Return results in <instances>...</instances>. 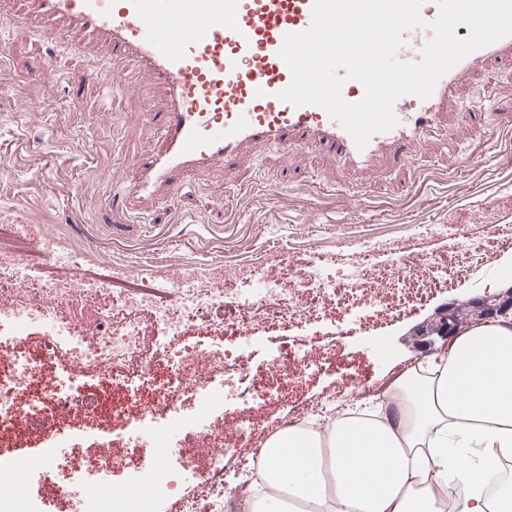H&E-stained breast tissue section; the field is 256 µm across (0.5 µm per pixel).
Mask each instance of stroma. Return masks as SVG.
Listing matches in <instances>:
<instances>
[{"mask_svg": "<svg viewBox=\"0 0 512 512\" xmlns=\"http://www.w3.org/2000/svg\"><path fill=\"white\" fill-rule=\"evenodd\" d=\"M31 10L27 0H0V222L27 225L35 239L53 232L132 273L148 264L170 278L191 261L221 267L235 280L271 258L288 263L297 280L321 255L345 275L355 262L350 244L395 243L405 235L410 247L402 258L380 257L377 274L391 275L400 260L417 268L436 258L454 274L445 287L409 294L399 313L392 300L374 302L365 325L351 314L340 321L320 311L302 323L257 327L245 343V372L223 376V403L202 408L197 390L186 389L176 425L161 410L144 426L123 421L109 434L80 415L30 436L0 424V461L10 466L0 485L24 488L41 512H68L66 498L44 479L46 469L61 465L79 475L110 448L117 451L113 487L153 467L170 470L179 490L158 510L179 512L180 497L200 491L210 468L207 456L185 449L199 425L237 432L238 451L251 455L267 437L260 416L287 417L351 382L389 385L421 357L413 326L512 287V65L463 85L446 132L424 137L401 163L349 172L324 151L252 147L234 175L218 165L188 176L175 199L118 202L133 161L157 146L146 124L149 113L163 111L164 91L130 65L123 88L105 97L87 78L90 69L110 65L100 45L75 32L43 44L37 25L18 19ZM483 99L493 108L473 121ZM32 100L48 111H29ZM446 224L480 241L485 259L468 263L443 232ZM310 350L316 362L294 371ZM245 379L258 395L249 410L236 396ZM147 426L166 430L172 452L147 446Z\"/></svg>", "mask_w": 512, "mask_h": 512, "instance_id": "obj_1", "label": "stroma"}]
</instances>
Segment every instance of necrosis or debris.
<instances>
[{
	"mask_svg": "<svg viewBox=\"0 0 512 512\" xmlns=\"http://www.w3.org/2000/svg\"><path fill=\"white\" fill-rule=\"evenodd\" d=\"M30 245L22 225L0 223V336L16 347L10 380L29 379L34 365L20 343L25 332L37 327L48 347H66L85 374L94 376L102 367L112 366L114 384L123 387L129 386L130 380L122 376V368L128 359H140L143 384L158 377L166 381L163 402L174 421L180 418V401L189 381L198 382L201 404L209 406L224 393L220 377L226 370L242 366L245 358L244 352H232L220 344L189 347L183 357H175V345L190 328L202 327L217 337L231 332L244 338L252 334L259 320L300 322L327 304L347 313L348 299L366 297L380 288L377 281L357 271L346 286H339L335 270L325 265L300 286L292 284L283 265L274 270L257 266L249 278L232 288L225 287L223 274L195 265L176 279L148 268L115 282L103 274L101 261L66 246L53 234H45L39 243L50 259L49 269L27 261ZM77 268L83 276L75 280L71 272ZM147 313L157 328L149 345L143 342L142 317ZM377 395V390L348 384L285 418L284 423H322L339 416L348 401ZM45 401L53 402L59 423L72 413L85 415L95 408L94 403L72 398L60 389L23 395L0 388V417L12 420L24 433L40 432L47 422L40 408ZM227 441L216 428L197 431L196 449L211 451L214 463L202 493L183 498L180 512H240V503L259 479L258 466L256 459L236 452L225 454ZM89 470L94 476L90 486L79 489L70 481L61 488L77 501V512H157L159 499L172 495L178 486L176 478L155 468L137 477L125 494L116 495L109 480L111 461H98ZM229 471L238 473L240 482L237 492L228 496L224 475Z\"/></svg>",
	"mask_w": 512,
	"mask_h": 512,
	"instance_id": "obj_1",
	"label": "necrosis or debris"
}]
</instances>
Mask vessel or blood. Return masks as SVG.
Returning a JSON list of instances; mask_svg holds the SVG:
<instances>
[{
    "label": "vessel or blood",
    "instance_id": "obj_1",
    "mask_svg": "<svg viewBox=\"0 0 512 512\" xmlns=\"http://www.w3.org/2000/svg\"><path fill=\"white\" fill-rule=\"evenodd\" d=\"M41 36L56 40V21L74 24L102 41L112 69L91 72L106 85L121 82L124 68H144L162 85L167 108L155 127L159 149L134 163L129 195L149 201L175 198L187 175L223 163L234 174L251 146L283 151L308 144L333 153L354 169L381 157L407 154L425 136L443 128L448 100L458 86L483 70L512 62V36L479 49L446 73L432 96L400 97L398 124L375 134L364 149L320 107L294 106L278 94L291 82L279 56L286 34L306 29L313 0H34ZM437 0H424V27L405 33L397 57L417 61L431 39Z\"/></svg>",
    "mask_w": 512,
    "mask_h": 512
}]
</instances>
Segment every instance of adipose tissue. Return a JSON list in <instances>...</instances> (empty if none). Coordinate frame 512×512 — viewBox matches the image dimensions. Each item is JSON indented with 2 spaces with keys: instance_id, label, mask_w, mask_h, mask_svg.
<instances>
[{
  "instance_id": "1",
  "label": "adipose tissue",
  "mask_w": 512,
  "mask_h": 512,
  "mask_svg": "<svg viewBox=\"0 0 512 512\" xmlns=\"http://www.w3.org/2000/svg\"><path fill=\"white\" fill-rule=\"evenodd\" d=\"M394 387L324 434L274 433L243 512H443L452 485L456 512H512V483L498 480L512 459V328L467 330Z\"/></svg>"
}]
</instances>
